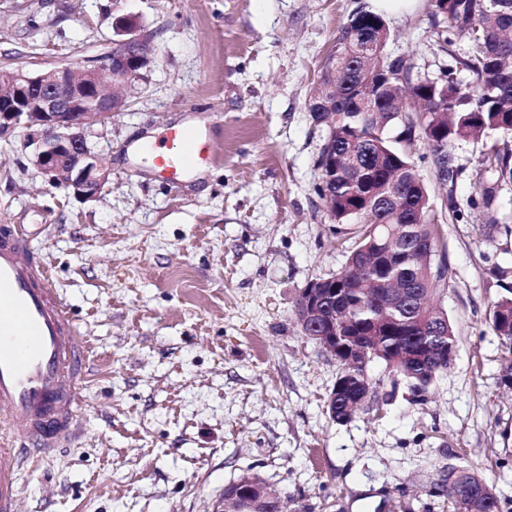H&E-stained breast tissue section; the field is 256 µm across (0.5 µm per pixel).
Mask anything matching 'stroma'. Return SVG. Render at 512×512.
<instances>
[{"label":"stroma","instance_id":"1","mask_svg":"<svg viewBox=\"0 0 512 512\" xmlns=\"http://www.w3.org/2000/svg\"><path fill=\"white\" fill-rule=\"evenodd\" d=\"M360 0H0V68L94 65L114 23L136 16L151 59L112 120L89 127L112 182L83 201L30 163L24 132L0 135V224H24L70 316L91 344L75 432L20 474V512H217L252 472L292 512H457L438 488L449 468L482 472L512 512V395L489 326L512 272V184L480 172L485 142L454 147L439 183L426 142L410 146L441 224L448 275L437 304L455 359L426 402L385 364L377 398L351 421L325 400L340 368L301 334L294 305L336 274L350 240L317 188L324 126L306 110L336 34ZM430 0L385 14L386 53L438 77ZM217 120L203 177L175 183L132 144ZM494 185L473 205L476 180Z\"/></svg>","mask_w":512,"mask_h":512}]
</instances>
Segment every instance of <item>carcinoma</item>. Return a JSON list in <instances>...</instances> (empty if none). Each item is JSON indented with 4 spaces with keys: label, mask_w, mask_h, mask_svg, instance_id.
I'll use <instances>...</instances> for the list:
<instances>
[{
    "label": "carcinoma",
    "mask_w": 512,
    "mask_h": 512,
    "mask_svg": "<svg viewBox=\"0 0 512 512\" xmlns=\"http://www.w3.org/2000/svg\"><path fill=\"white\" fill-rule=\"evenodd\" d=\"M370 6L360 7L342 25L334 53L327 57L323 76L342 70L336 83V124L327 127L319 165L318 193L331 220L350 225L353 249L343 269L329 280L336 283L337 299L328 309L340 313L336 325L343 336H375L369 362L382 361L404 381L419 400H426L437 376L448 369L456 336L448 323L436 333L423 321L419 305L439 289L447 266L439 255L438 214L431 206L424 180L402 144L411 141L418 126L433 164L442 167L443 179L454 183L456 141L479 133L512 132V0H452L441 31L442 49L457 41L467 44L462 57L448 67L450 78L432 84L407 71L384 80L391 68L385 52L388 29ZM474 78L472 87L452 78L455 69ZM482 170L497 182L512 183V144L495 141L481 155ZM405 234L390 243L392 259L380 257L394 226ZM406 284L414 299L402 306L383 308L394 284ZM488 320L504 347L503 361L512 359V296H503L489 309ZM431 349L433 358L421 361L414 349ZM368 365L340 372L362 383L361 392L375 388ZM348 393L327 397L332 420L350 421ZM456 493H448L459 512H499V501L473 469H456ZM264 512H288L281 492L265 480L257 486Z\"/></svg>",
    "instance_id": "cac0c4a2"
}]
</instances>
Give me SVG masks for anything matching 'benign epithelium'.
I'll return each mask as SVG.
<instances>
[{
	"label": "benign epithelium",
	"instance_id": "1",
	"mask_svg": "<svg viewBox=\"0 0 512 512\" xmlns=\"http://www.w3.org/2000/svg\"><path fill=\"white\" fill-rule=\"evenodd\" d=\"M126 35L123 49L94 68L56 67L36 75L0 72V129L26 130V143L32 146L31 162L45 181L63 183L74 194L94 200L111 181V171L98 157L87 139L92 123H105L121 111L126 99L119 88L131 82L134 69L146 66L152 52L149 38L139 25L118 28ZM330 293L324 282L315 280L301 291L298 319L304 332L334 360L336 318L326 315ZM346 360L369 357L371 348L349 338ZM220 512H259L244 482L224 489Z\"/></svg>",
	"mask_w": 512,
	"mask_h": 512
}]
</instances>
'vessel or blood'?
Masks as SVG:
<instances>
[{"label":"vessel or blood","mask_w":512,"mask_h":512,"mask_svg":"<svg viewBox=\"0 0 512 512\" xmlns=\"http://www.w3.org/2000/svg\"><path fill=\"white\" fill-rule=\"evenodd\" d=\"M209 142L207 127L185 124L147 151L152 167L176 180L209 162ZM29 239L25 225H0V512H18L20 472L73 431L88 355Z\"/></svg>","instance_id":"1"}]
</instances>
